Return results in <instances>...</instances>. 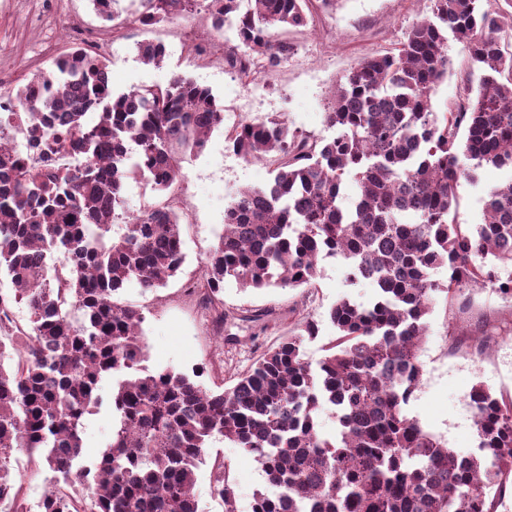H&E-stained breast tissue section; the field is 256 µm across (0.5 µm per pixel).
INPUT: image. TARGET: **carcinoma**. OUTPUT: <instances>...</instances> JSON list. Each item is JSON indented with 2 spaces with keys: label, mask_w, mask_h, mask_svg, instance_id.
Listing matches in <instances>:
<instances>
[{
  "label": "carcinoma",
  "mask_w": 512,
  "mask_h": 512,
  "mask_svg": "<svg viewBox=\"0 0 512 512\" xmlns=\"http://www.w3.org/2000/svg\"><path fill=\"white\" fill-rule=\"evenodd\" d=\"M203 0L224 67L258 64L273 74L294 52L283 37L308 24L312 0ZM395 51L362 60L335 84L326 122L330 140L290 129L277 117L224 131L226 148L246 161L277 155L272 182L240 188L224 209V234L191 289L224 325L227 283L241 289L311 288L318 256L345 261L352 281L375 285L365 305L344 297L328 311L335 337L317 369L304 342L313 320L266 351L233 386L212 391L193 376L151 372L137 308L121 298L130 282L166 287L183 261L181 218L166 201L128 215L123 192L142 177L166 192L181 161L201 153L224 126L212 89L177 74L165 86L116 94L107 65L75 48L55 56L5 99L43 120L0 124L32 153L76 150L85 162L45 173L0 152V316L15 305L27 323L0 325V512H24L18 454L39 456L55 485L39 512H197L195 471L209 440L244 450L277 493L259 492L252 512H494L491 491L512 483V397L482 383L470 401L477 452L461 455L426 430L407 407L422 381L420 353L435 296L464 309L477 288L512 296L499 280L512 268V181L490 190L484 222L458 224L460 179L486 166L512 170V30L483 0H431ZM198 0H141L129 23L148 31L184 18ZM480 70L474 97L439 114L431 97L448 76V34ZM137 53L163 63V45ZM354 205H339L347 176ZM413 218L407 222L406 218ZM124 232L113 236L116 222ZM448 267V281L434 278ZM238 320L266 329L271 309ZM16 354L3 365L6 348ZM112 378L111 442L83 464L81 425ZM329 411L336 432L323 434ZM88 497L66 490L73 478ZM225 512L234 490L215 480Z\"/></svg>",
  "instance_id": "1"
}]
</instances>
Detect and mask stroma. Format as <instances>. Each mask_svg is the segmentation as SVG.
<instances>
[{"instance_id":"obj_1","label":"stroma","mask_w":512,"mask_h":512,"mask_svg":"<svg viewBox=\"0 0 512 512\" xmlns=\"http://www.w3.org/2000/svg\"><path fill=\"white\" fill-rule=\"evenodd\" d=\"M40 0H0V93L17 90L24 77L49 68L53 56L76 46L73 38L58 40L48 51H39L42 31L25 18ZM61 16L74 17L95 29L111 42L108 71L112 90L122 93L135 87L164 85L173 75L184 74L205 81L224 107V124L230 127L242 120H262L272 115L284 118L290 128L318 139L328 140L336 131L327 126L324 114L328 93L338 78L365 58L386 54L398 47L405 33L429 16V0H332L330 5H315L307 26L290 29L287 38L296 45L294 55L270 76L265 87L241 84L237 75L225 70L221 61L204 60L182 44L186 31L206 32L209 22L204 11L191 17L162 23L144 31L132 25L113 30L93 9L91 0H60ZM151 39L163 42L167 55L161 66L144 64L137 43ZM448 76L432 98L437 112L450 109L464 96L469 60L462 44L448 42ZM273 161H246L228 151L224 132H213L203 153L183 164L182 178L170 191L184 213L182 226L185 261L179 277L167 287L150 293L137 283H129L122 298L145 316L143 333L145 364L149 370H174L192 373L202 369L206 388L231 387L239 374L252 367L263 352L287 337L304 318L318 322V338L306 341L304 357L311 365L325 357V343L333 337L327 313L337 300L350 297L370 303L375 296L371 282L351 283L346 263L328 257L318 264L314 288L300 292L269 288L263 291L224 288L225 333L234 334V343L217 335L213 314L199 300L186 294L185 281L198 278L202 265L224 231V209L243 186L263 185L274 176ZM512 178V171L486 167L477 182L461 181L454 215L457 223L479 224L484 217V201L491 187ZM275 309L276 324L267 330L237 320L244 309ZM512 312V301L490 288L476 290L471 304L461 314V332L480 335L484 325L495 328L484 354L452 350L448 337V301L436 296L427 317L428 329L420 359L424 376L408 411L422 425L466 455L476 447L472 410L468 394L474 384L484 382L493 390L512 396V331L503 317ZM111 379L101 383L103 402L82 420L81 436L86 457H94L112 439L115 416L108 399ZM225 473L234 490L235 512H252L257 491L267 490L266 478L252 456L222 437L213 438L205 462L196 471L195 494L199 512H224V503L213 493L218 473Z\"/></svg>"}]
</instances>
